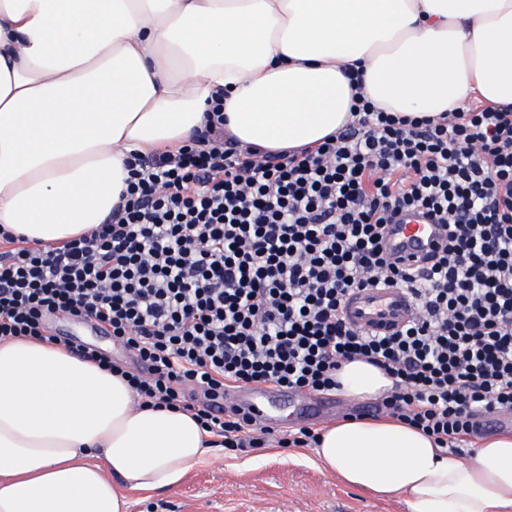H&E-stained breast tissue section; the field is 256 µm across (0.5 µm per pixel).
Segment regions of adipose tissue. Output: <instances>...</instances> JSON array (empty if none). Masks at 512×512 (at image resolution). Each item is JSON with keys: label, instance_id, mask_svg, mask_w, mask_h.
Segmentation results:
<instances>
[{"label": "adipose tissue", "instance_id": "adipose-tissue-1", "mask_svg": "<svg viewBox=\"0 0 512 512\" xmlns=\"http://www.w3.org/2000/svg\"><path fill=\"white\" fill-rule=\"evenodd\" d=\"M379 108L512 104V0H0V226L57 246L103 223L130 153L173 152L205 124L271 152L351 121L345 71ZM340 393L393 385L352 361ZM190 412L140 406L97 363L0 340V512H128L215 447ZM315 463L408 512H512V433L455 458L391 417L320 432Z\"/></svg>", "mask_w": 512, "mask_h": 512}]
</instances>
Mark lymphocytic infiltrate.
<instances>
[{
    "label": "lymphocytic infiltrate",
    "instance_id": "1",
    "mask_svg": "<svg viewBox=\"0 0 512 512\" xmlns=\"http://www.w3.org/2000/svg\"><path fill=\"white\" fill-rule=\"evenodd\" d=\"M352 122L316 149L271 153L224 131L215 103L176 153L133 156L105 223L43 251L0 234V339L62 344L46 325L94 322L134 366L75 346L124 377L143 404L193 412L231 452L305 448L318 431L276 430L211 405L271 385L328 393L352 360L394 380L373 404L458 450L512 413V105L439 117L376 106L350 72ZM422 208L450 228L422 269L388 262L387 224ZM408 288L419 314L371 336L343 317L379 280Z\"/></svg>",
    "mask_w": 512,
    "mask_h": 512
}]
</instances>
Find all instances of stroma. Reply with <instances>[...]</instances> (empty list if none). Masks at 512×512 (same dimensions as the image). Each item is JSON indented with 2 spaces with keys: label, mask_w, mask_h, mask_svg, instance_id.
I'll list each match as a JSON object with an SVG mask.
<instances>
[{
  "label": "stroma",
  "mask_w": 512,
  "mask_h": 512,
  "mask_svg": "<svg viewBox=\"0 0 512 512\" xmlns=\"http://www.w3.org/2000/svg\"><path fill=\"white\" fill-rule=\"evenodd\" d=\"M52 331L74 344H91L112 359L126 355L111 336L95 334L85 321L52 319ZM311 449L290 456L288 449L265 448L246 454L218 452L192 469L175 488L134 495L129 512H407L401 499L379 501L314 465Z\"/></svg>",
  "instance_id": "1"
}]
</instances>
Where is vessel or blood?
Returning <instances> with one entry per match:
<instances>
[{
	"instance_id": "obj_1",
	"label": "vessel or blood",
	"mask_w": 512,
	"mask_h": 512,
	"mask_svg": "<svg viewBox=\"0 0 512 512\" xmlns=\"http://www.w3.org/2000/svg\"><path fill=\"white\" fill-rule=\"evenodd\" d=\"M445 231L422 210H407L389 224L385 233L387 249L400 258L402 266L417 267L419 259L434 249ZM417 305L408 289L388 282L355 291L345 304V316L354 328L368 334H392L401 330L416 315ZM273 390L240 391L235 393L237 402L248 407L262 423H276L277 418L268 413L265 404L276 398ZM293 400L299 415L319 418L332 410L336 401L331 397L313 398L301 393Z\"/></svg>"
}]
</instances>
